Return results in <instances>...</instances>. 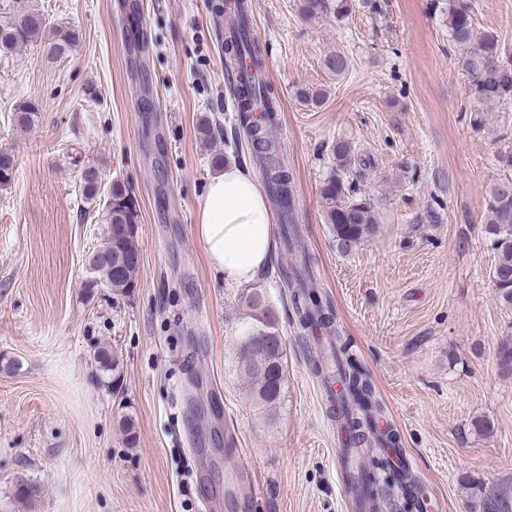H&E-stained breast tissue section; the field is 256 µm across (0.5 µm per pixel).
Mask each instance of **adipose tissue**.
<instances>
[{"instance_id": "adipose-tissue-1", "label": "adipose tissue", "mask_w": 512, "mask_h": 512, "mask_svg": "<svg viewBox=\"0 0 512 512\" xmlns=\"http://www.w3.org/2000/svg\"><path fill=\"white\" fill-rule=\"evenodd\" d=\"M277 226L264 191L248 167L227 164L207 183L196 237L216 278L248 284L268 266Z\"/></svg>"}]
</instances>
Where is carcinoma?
Instances as JSON below:
<instances>
[{"label":"carcinoma","mask_w":512,"mask_h":512,"mask_svg":"<svg viewBox=\"0 0 512 512\" xmlns=\"http://www.w3.org/2000/svg\"><path fill=\"white\" fill-rule=\"evenodd\" d=\"M237 24L224 37L232 60L242 65L236 71L233 88L238 111L245 114L264 110L265 123L247 126V135L257 162L262 169L271 200L283 205L281 210V244L294 255L290 265L279 268L280 277L290 289V301L300 327L314 335L309 359L314 370L339 385L333 407L336 419L341 421L344 447L369 453L379 450L390 473L399 469L389 456L401 444L399 433L393 428L378 435L372 419L383 412V404L376 395L369 376L362 371L344 349L332 344L329 353L322 352L323 339L335 334L334 314L329 300L319 292L313 267L315 260L301 245L300 229L295 217L293 176L280 160L281 146L271 130L277 100L267 81L260 77L263 60L251 34L249 5L237 0ZM328 9V0H298L297 10L306 19L321 17ZM470 0H448V35L460 51L461 70L471 82V90L482 103L512 101V57L505 53L497 35L485 33L476 37ZM42 14L30 12L21 18L0 19V55H9L33 43L45 30ZM79 36L73 29H58L50 43L49 52L65 57L77 46ZM324 66L333 74L342 75L348 67L340 53L330 54ZM13 118L21 126H30L38 118L36 104L24 101L13 110ZM338 172L329 175L320 188L325 223L329 224L337 250L349 252L378 231L376 206L372 199L346 176L351 170L353 151L344 141L333 148ZM14 158L0 152V185L11 182ZM82 195L86 203L97 202L99 175L88 168L81 176ZM107 237L102 249L90 254L88 267L91 277L87 288H107L121 296L137 286L141 252L138 244L139 211L128 189L120 182L112 183L104 204ZM485 234L496 253L492 280L499 283L495 294L506 305H512V176L497 180L488 192ZM248 310V325L243 338H262L276 344L268 358L255 361L242 350H237L238 370L247 380L248 399L259 409L274 411L283 395L284 345L277 344V315L271 302L257 304L250 294L243 295ZM348 482L362 492L374 496V474L367 469L350 470ZM40 495V487L21 479L16 483L18 500L33 504ZM482 512H512V482L495 484L485 496Z\"/></svg>","instance_id":"obj_1"}]
</instances>
